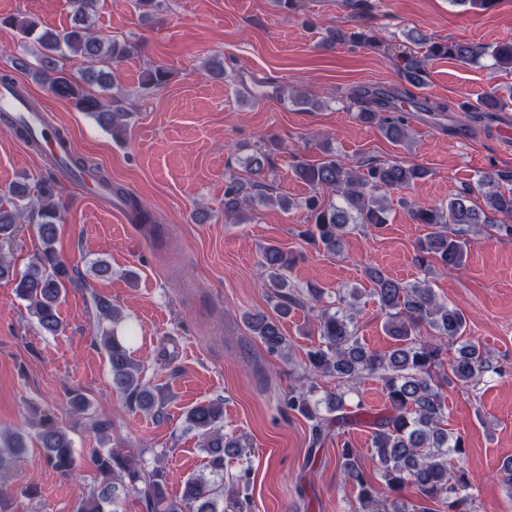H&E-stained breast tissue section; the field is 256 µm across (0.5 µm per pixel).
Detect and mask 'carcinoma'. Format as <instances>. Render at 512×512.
Wrapping results in <instances>:
<instances>
[{
  "label": "carcinoma",
  "mask_w": 512,
  "mask_h": 512,
  "mask_svg": "<svg viewBox=\"0 0 512 512\" xmlns=\"http://www.w3.org/2000/svg\"><path fill=\"white\" fill-rule=\"evenodd\" d=\"M95 3L96 0H68L72 24L67 29L44 27L26 15L0 17V26L13 29L25 38L35 37L41 47L39 68L35 71L38 81L53 95L75 101L78 108L93 116L101 128L117 135L125 129L127 109L116 99L104 103L88 93L84 84L109 86L112 70H105L101 65L125 58L131 53L132 46L91 33ZM345 42L372 46L377 43V38L372 32L346 31L338 27L329 30L324 38L327 48ZM421 42L425 45L423 58L406 55L400 69V77L414 87L423 83L426 61L431 59L448 58L462 65H473L489 56L498 65L512 67V42L490 45L464 41L441 43L427 37ZM67 53L88 64L83 82L72 80L61 66V59ZM167 80L168 72L164 68L152 67L143 73L142 86L158 88ZM511 107L512 88H493L477 104H466L460 111L504 112ZM357 118L376 127L394 142L402 143L409 137L407 117L396 106L370 103L357 113ZM0 120L30 147L39 148L37 139L16 114L0 110ZM60 166L67 170L87 171L99 186L122 196L124 207L134 223L155 222L152 213L135 196L112 184L100 170L87 167L75 157ZM294 172L314 191L301 202L310 213L311 223L300 236L332 254L336 253L350 225L376 227L387 222L389 192L410 187L428 175V170L420 165L399 161L368 162L356 170L331 156L313 164L300 163ZM511 184L512 169L493 168L478 179V185L483 188V208L472 204L465 194L455 195L446 205L412 204L414 222L426 224L431 229L416 242L414 262L425 268L434 265L459 267L468 246V239L462 237L460 230L464 225L494 224L499 231L512 236ZM324 192L335 195L342 204L338 206L323 199ZM38 196L36 216L42 250L21 275L1 259L0 279L13 281L16 294L27 302V309L39 328L46 334L56 335L62 328L57 306L73 278L54 248L62 221L60 206L54 200V185L41 183ZM250 200L251 195L243 183L234 177L225 180L226 218L239 215L242 205ZM28 205L30 189L25 183H17L0 192L1 240L12 237L15 224ZM294 262L290 252L276 245L263 247L260 264L267 273L268 288L277 298L276 316L271 317L260 310L242 314L244 326L271 356L284 357L291 348L281 329V320L288 316L292 306L313 308L323 295V289L318 285H311L296 296L288 291L285 271L291 269ZM367 276L374 285L372 293L386 314L385 329L398 341V346L389 353H378L362 345L350 313L358 298V291L354 289L348 296L338 299L340 306L336 310L319 312L320 342L307 354L310 377H334L343 387L367 376L376 377L389 403L387 412L366 419L364 423L372 429L378 471L394 498L382 504L375 499L374 477L358 465L346 444L338 457V467L343 480L357 489L354 512H416V506L397 497L407 487L415 490L422 500L442 505L444 512H475V498L462 466L463 439L441 427L446 411L444 388L453 384L474 387L485 374L495 373L497 369L480 345L463 340L467 328L464 314L438 301L428 285L405 284L377 268L369 269ZM425 325L434 329L437 335L422 336L420 328ZM133 337L131 328L123 334L114 329L102 330L101 345L111 367L112 388L124 397L129 407L157 417L162 413L163 399L158 388L140 379V365L132 358L129 347ZM456 343L460 347L456 356L450 359L448 345ZM344 395L345 392L340 390L327 394L326 407L332 413L329 418L321 413L319 402L313 399V387L300 385L288 391L284 404L311 423L312 447L322 444L333 425L356 424L363 416L361 412L346 410ZM69 405L73 411L84 414L88 432L99 435L108 429L107 421L90 412V405L80 391L70 393ZM223 417L224 409L219 402L195 405L185 416L188 428L198 432L203 447L207 448L208 465L213 474L224 472V458L239 457L244 453L240 440L224 439ZM37 426L47 464L63 475L70 474L76 461L67 432L49 414L39 416ZM24 448L22 435H0V467L21 454ZM91 462L100 482L96 489L79 499L77 512H112L120 495L129 491L140 494L147 507L156 512H218L223 487L202 475L187 479L181 498L170 500L161 482L147 477L141 463L130 454L114 449L96 450Z\"/></svg>",
  "instance_id": "1"
}]
</instances>
